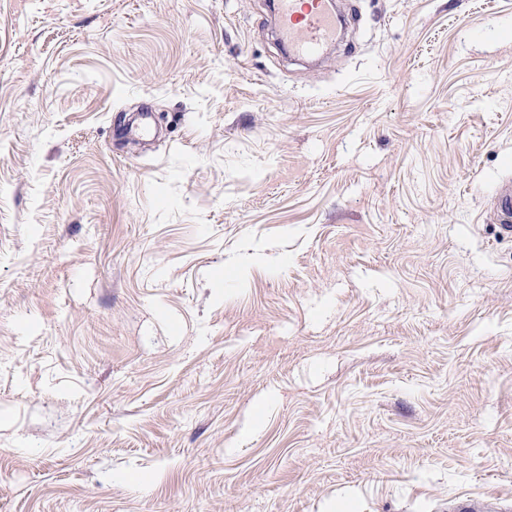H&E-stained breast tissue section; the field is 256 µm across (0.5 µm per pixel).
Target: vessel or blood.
I'll return each instance as SVG.
<instances>
[{
    "label": "vessel or blood",
    "instance_id": "b4317fda",
    "mask_svg": "<svg viewBox=\"0 0 512 512\" xmlns=\"http://www.w3.org/2000/svg\"><path fill=\"white\" fill-rule=\"evenodd\" d=\"M279 31L288 48L301 56H314L336 39L341 16L334 0H276Z\"/></svg>",
    "mask_w": 512,
    "mask_h": 512
}]
</instances>
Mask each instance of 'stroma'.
<instances>
[{"label": "stroma", "mask_w": 512, "mask_h": 512, "mask_svg": "<svg viewBox=\"0 0 512 512\" xmlns=\"http://www.w3.org/2000/svg\"><path fill=\"white\" fill-rule=\"evenodd\" d=\"M0 0V512H512V0ZM331 0H276L279 31L288 49L301 56H315L336 40L341 16Z\"/></svg>", "instance_id": "stroma-1"}]
</instances>
